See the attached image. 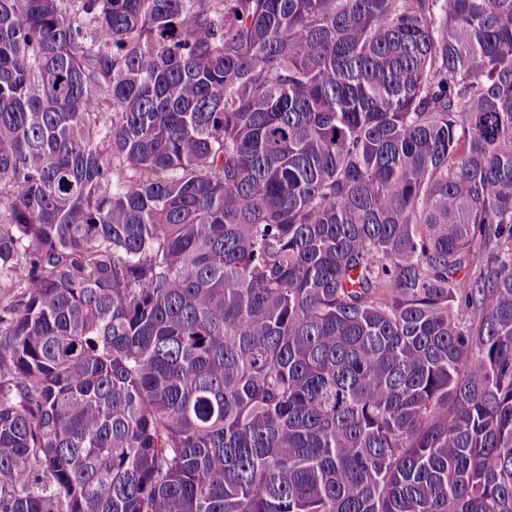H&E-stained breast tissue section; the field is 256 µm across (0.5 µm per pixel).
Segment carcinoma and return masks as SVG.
Instances as JSON below:
<instances>
[{
  "mask_svg": "<svg viewBox=\"0 0 512 512\" xmlns=\"http://www.w3.org/2000/svg\"><path fill=\"white\" fill-rule=\"evenodd\" d=\"M0 512H512V0H0Z\"/></svg>",
  "mask_w": 512,
  "mask_h": 512,
  "instance_id": "carcinoma-1",
  "label": "carcinoma"
}]
</instances>
